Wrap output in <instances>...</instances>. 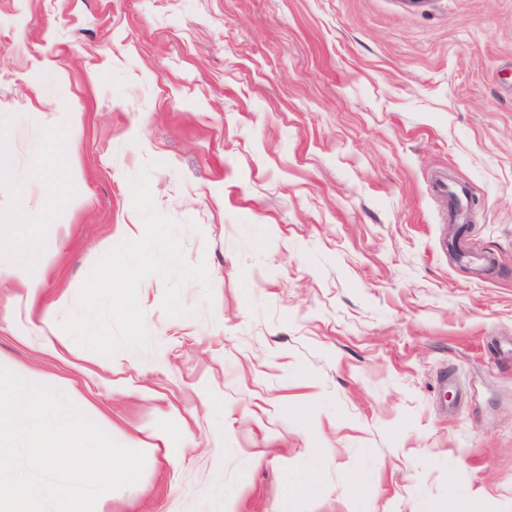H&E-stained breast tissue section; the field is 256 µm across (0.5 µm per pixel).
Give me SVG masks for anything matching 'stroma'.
Instances as JSON below:
<instances>
[{
  "label": "stroma",
  "mask_w": 512,
  "mask_h": 512,
  "mask_svg": "<svg viewBox=\"0 0 512 512\" xmlns=\"http://www.w3.org/2000/svg\"><path fill=\"white\" fill-rule=\"evenodd\" d=\"M148 163L212 304L44 347L16 272L78 312ZM511 345L512 0H0V367L173 431L103 512H512Z\"/></svg>",
  "instance_id": "obj_1"
}]
</instances>
